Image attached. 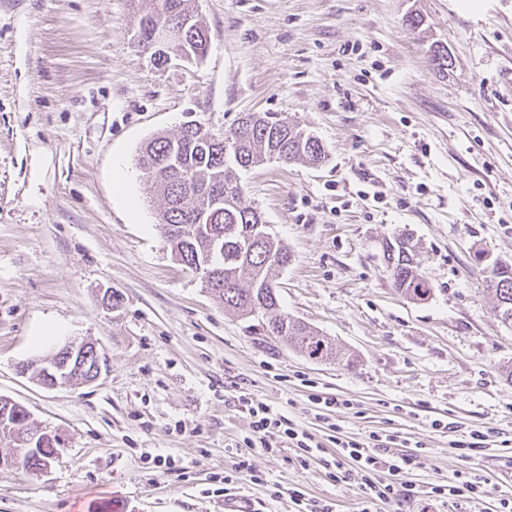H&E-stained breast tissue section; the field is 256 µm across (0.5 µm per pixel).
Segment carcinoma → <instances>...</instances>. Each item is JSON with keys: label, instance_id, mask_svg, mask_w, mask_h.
I'll use <instances>...</instances> for the list:
<instances>
[{"label": "carcinoma", "instance_id": "obj_1", "mask_svg": "<svg viewBox=\"0 0 512 512\" xmlns=\"http://www.w3.org/2000/svg\"><path fill=\"white\" fill-rule=\"evenodd\" d=\"M189 0H142L137 22L138 40L148 42L154 22H174L190 14ZM199 129L185 125L173 136H157L138 155V165L163 197L160 223L165 227L171 255L185 267L209 269L213 277L205 287L216 294L224 308L240 316L262 312V328L274 326L277 335L295 342L311 359H328L334 347L327 337L284 313L272 271L290 261L285 246L267 232L261 212L242 204L240 173L272 159L284 163L315 165L326 159L321 141L276 113H253L236 126L233 139L225 134L208 144ZM223 197L210 206L213 195ZM383 254L395 289L410 300H425L433 285L418 259L411 238L383 243ZM496 299L501 322L512 326V265L495 264L486 281ZM15 429L14 447L30 448L19 461L29 471L57 455V445L47 441L29 444L26 413L0 404V423Z\"/></svg>", "mask_w": 512, "mask_h": 512}]
</instances>
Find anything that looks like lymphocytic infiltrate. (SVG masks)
Returning a JSON list of instances; mask_svg holds the SVG:
<instances>
[{
    "mask_svg": "<svg viewBox=\"0 0 512 512\" xmlns=\"http://www.w3.org/2000/svg\"><path fill=\"white\" fill-rule=\"evenodd\" d=\"M241 403L251 418V434L243 440L245 447L268 451L291 448L301 469L316 464L334 482L356 481L362 492V512H373L378 501L410 502L422 495L434 504L451 499L465 501L493 497L497 500L496 512H512V496L494 497L488 480L473 477L467 470L457 472L451 481L433 479L424 494L402 482V473L427 468L429 454L423 449L412 453L392 452L396 435L374 433L365 443L333 435L322 442L267 402L245 396Z\"/></svg>",
    "mask_w": 512,
    "mask_h": 512,
    "instance_id": "f902f5d3",
    "label": "lymphocytic infiltrate"
}]
</instances>
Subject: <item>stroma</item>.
<instances>
[{"mask_svg":"<svg viewBox=\"0 0 512 512\" xmlns=\"http://www.w3.org/2000/svg\"><path fill=\"white\" fill-rule=\"evenodd\" d=\"M190 5L206 58L159 65L132 0H0V396L61 442L45 476L0 466V512H224L218 477L239 455L265 477L242 488L257 512H294L297 494L305 512H360L356 484L299 469L289 448L243 447V395L319 437L310 393L348 400L331 414L341 437L429 448L428 470L402 476L418 488L461 466L431 420L493 429L473 472L498 481L512 468V327L483 279L512 263V0ZM252 112L287 116L328 152L241 183L292 256L274 277L282 308L335 343L330 360L226 311L172 259L137 165L153 137L190 122L219 134ZM406 235L433 284L424 301L387 270L383 240ZM47 325L58 336L33 344ZM71 341L104 356L95 383L21 373Z\"/></svg>","mask_w":512,"mask_h":512,"instance_id":"35a3bbf8","label":"stroma"}]
</instances>
